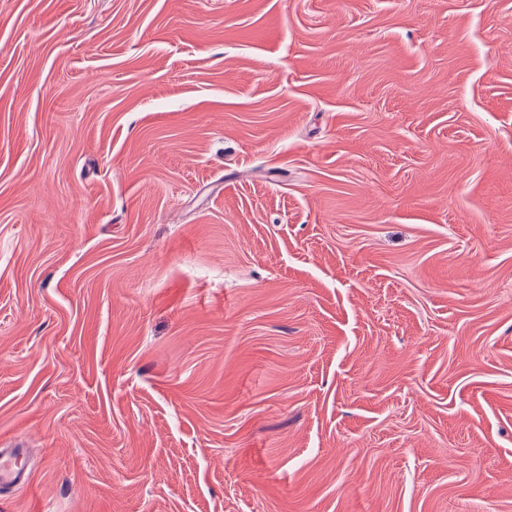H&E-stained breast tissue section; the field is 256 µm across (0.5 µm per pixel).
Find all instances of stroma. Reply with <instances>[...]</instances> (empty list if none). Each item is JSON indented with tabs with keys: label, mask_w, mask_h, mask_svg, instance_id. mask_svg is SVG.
Listing matches in <instances>:
<instances>
[{
	"label": "stroma",
	"mask_w": 512,
	"mask_h": 512,
	"mask_svg": "<svg viewBox=\"0 0 512 512\" xmlns=\"http://www.w3.org/2000/svg\"><path fill=\"white\" fill-rule=\"evenodd\" d=\"M0 512H512V0H0ZM0 448V490L25 489L30 485L28 449L23 444Z\"/></svg>",
	"instance_id": "1"
}]
</instances>
